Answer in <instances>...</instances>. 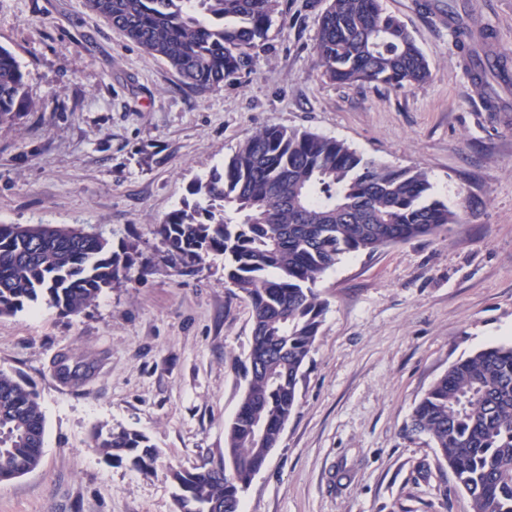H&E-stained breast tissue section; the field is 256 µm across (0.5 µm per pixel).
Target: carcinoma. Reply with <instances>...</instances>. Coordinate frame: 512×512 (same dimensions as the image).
<instances>
[{"instance_id": "obj_1", "label": "carcinoma", "mask_w": 512, "mask_h": 512, "mask_svg": "<svg viewBox=\"0 0 512 512\" xmlns=\"http://www.w3.org/2000/svg\"><path fill=\"white\" fill-rule=\"evenodd\" d=\"M87 6L149 55L164 59L198 92L254 62L280 0H86ZM456 45L474 72L489 111L497 82L512 85L494 57L493 33L461 22ZM329 80L406 88L427 80L426 56L381 0H328L313 45ZM24 74L0 47V119L28 108ZM155 233L172 268L199 272L224 256V287L245 294L253 312L247 385L224 430V451L192 471H172L178 512H239L241 493L276 447L296 403L301 369L326 305L314 286L350 253L430 235L456 214L433 193L425 171L365 157L346 143L307 130L267 126L248 136ZM138 245L114 249L100 233L45 224H0V315L45 298L67 316L106 289L135 280ZM412 430L429 436L471 499L472 512H512V346L482 349L453 364L416 405ZM44 416L34 390L0 372V481L34 469L44 446ZM94 447L149 471L157 459L136 430L98 431Z\"/></svg>"}]
</instances>
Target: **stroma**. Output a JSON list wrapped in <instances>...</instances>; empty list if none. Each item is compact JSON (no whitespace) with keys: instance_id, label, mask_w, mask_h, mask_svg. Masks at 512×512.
<instances>
[{"instance_id":"35a3bbf8","label":"stroma","mask_w":512,"mask_h":512,"mask_svg":"<svg viewBox=\"0 0 512 512\" xmlns=\"http://www.w3.org/2000/svg\"><path fill=\"white\" fill-rule=\"evenodd\" d=\"M430 64L405 89L344 86L312 46L328 0H281L250 72L199 93L85 0H0V46L34 107L0 122V224L80 227L137 242L140 279L76 317L41 300L0 315V372L38 395L42 459L0 482V512H176L169 470L218 458L245 387L246 295L224 258L177 274L155 226L195 179L266 125L307 129L364 156L425 170L457 221L351 253L323 273L326 304L296 403L242 512H471L415 405L460 359L512 344V90L486 111L453 45L448 0H382ZM512 57V0H466ZM67 358L81 376L60 377ZM132 429L152 471L106 458L98 429Z\"/></svg>"}]
</instances>
